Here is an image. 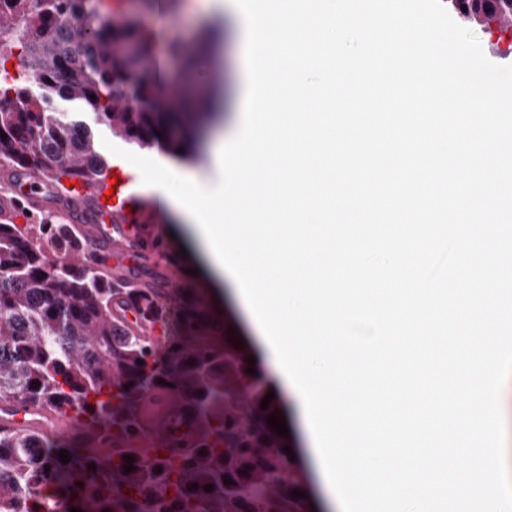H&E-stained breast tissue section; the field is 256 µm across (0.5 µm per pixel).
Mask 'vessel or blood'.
Returning a JSON list of instances; mask_svg holds the SVG:
<instances>
[{
	"mask_svg": "<svg viewBox=\"0 0 512 512\" xmlns=\"http://www.w3.org/2000/svg\"><path fill=\"white\" fill-rule=\"evenodd\" d=\"M108 193L113 196L109 203L103 200ZM139 221L134 196L112 179L95 186L76 179L61 190L33 172L0 169L1 224L66 225L76 241L77 259L95 261L108 277L150 270L157 277L158 302L166 308L184 285L183 272L160 235L143 232ZM135 420V429L115 433L86 419H60L47 408L17 404L8 414L0 413V432L35 429L75 440L84 451L97 454L107 448H191L202 433L193 407L165 387L154 388L140 400Z\"/></svg>",
	"mask_w": 512,
	"mask_h": 512,
	"instance_id": "b4317fda",
	"label": "vessel or blood"
}]
</instances>
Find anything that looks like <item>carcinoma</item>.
<instances>
[{
	"instance_id": "1",
	"label": "carcinoma",
	"mask_w": 512,
	"mask_h": 512,
	"mask_svg": "<svg viewBox=\"0 0 512 512\" xmlns=\"http://www.w3.org/2000/svg\"><path fill=\"white\" fill-rule=\"evenodd\" d=\"M449 3L468 21L512 16V0ZM14 56L21 72L0 80V165L57 183L76 177L94 184L109 167L91 127L56 111V97L91 110L98 124L139 148L159 143L156 132L173 122L181 129L176 148L184 150L209 115L208 98L173 99L160 111L147 28L112 0H0V69ZM25 77L39 82L41 97L29 93ZM37 232L56 241L55 255L16 225L0 224V403L74 411L127 431L136 403L161 378L190 400L205 432L175 461L154 448L151 465L141 463L138 448H114L103 464L39 432L0 434V512H300L303 499L292 491L302 485L287 442L267 424L278 403L261 409L267 391L248 373V353L210 333L204 304L179 301L180 334L155 348L119 324L116 298L142 323H163L171 311L159 305L156 289L102 278L71 256L58 224ZM61 450L69 463L60 462ZM128 456L133 470L126 473Z\"/></svg>"
}]
</instances>
